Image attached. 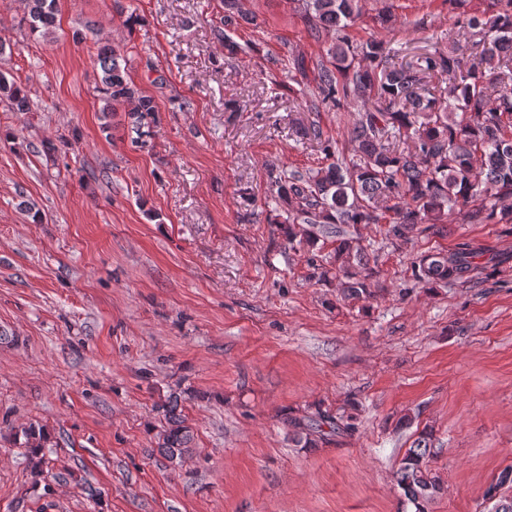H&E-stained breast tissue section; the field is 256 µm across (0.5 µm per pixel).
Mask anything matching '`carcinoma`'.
<instances>
[{"instance_id": "cac0c4a2", "label": "carcinoma", "mask_w": 512, "mask_h": 512, "mask_svg": "<svg viewBox=\"0 0 512 512\" xmlns=\"http://www.w3.org/2000/svg\"><path fill=\"white\" fill-rule=\"evenodd\" d=\"M56 0H28L31 30L53 32ZM468 0H448L456 23L471 31L472 48L456 46L448 52L423 56L416 63L398 64L399 51L374 39L352 43L343 32L362 12V0H302L310 34L318 38L334 33L328 60L317 65V89L322 101L341 106L357 97L377 105L363 107L350 130L355 157L348 159L325 150L329 163L299 171L282 172L270 181L267 206L275 211L287 206L278 222L288 239L309 246L320 239L336 242L334 266L344 297H369L366 247L351 232L358 224H386L389 237L400 240L418 224L441 234L457 214L469 224H512V0H493L489 12L466 9ZM101 70V112L124 108L135 133L132 143L143 146L148 118L157 112L154 98L141 94L122 66L117 47H105L97 55ZM448 77L439 92L425 79ZM0 92L19 112L29 111L22 91L0 76ZM484 251L463 243L454 250L430 251L416 258L415 279L429 287L464 283L483 269L478 259ZM167 428L160 451L180 459L190 448L192 436L179 411L178 396L170 395L162 406ZM296 442L316 446L315 436L329 432L348 434L351 418L317 409L311 415L288 419ZM23 447L38 453L48 437L42 428L21 429ZM431 434L423 432L395 472V482L416 512L443 490L440 478L427 464ZM512 485V466L505 468L484 490L494 503L492 512H512V497L501 490Z\"/></svg>"}]
</instances>
